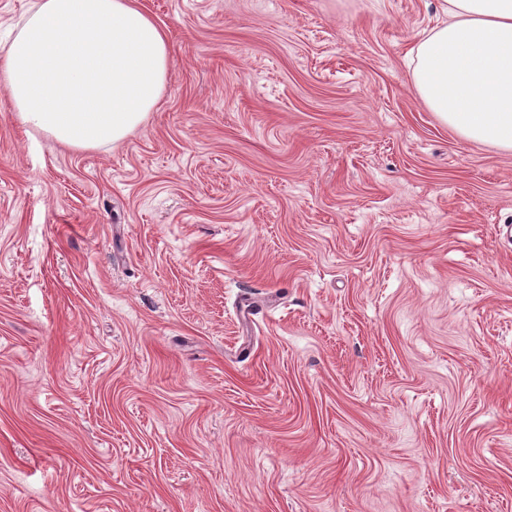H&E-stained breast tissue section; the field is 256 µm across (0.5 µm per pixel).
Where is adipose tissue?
I'll return each mask as SVG.
<instances>
[{
  "label": "adipose tissue",
  "mask_w": 512,
  "mask_h": 512,
  "mask_svg": "<svg viewBox=\"0 0 512 512\" xmlns=\"http://www.w3.org/2000/svg\"><path fill=\"white\" fill-rule=\"evenodd\" d=\"M407 52L426 107L461 139L512 151V0H446ZM171 45L139 0H37L0 43V86L21 123L87 150L157 110Z\"/></svg>",
  "instance_id": "ef3b65f1"
}]
</instances>
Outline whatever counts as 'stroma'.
<instances>
[{
    "label": "stroma",
    "instance_id": "obj_1",
    "mask_svg": "<svg viewBox=\"0 0 512 512\" xmlns=\"http://www.w3.org/2000/svg\"><path fill=\"white\" fill-rule=\"evenodd\" d=\"M141 4L124 142L0 89V512H512V151L412 84L443 0Z\"/></svg>",
    "mask_w": 512,
    "mask_h": 512
}]
</instances>
